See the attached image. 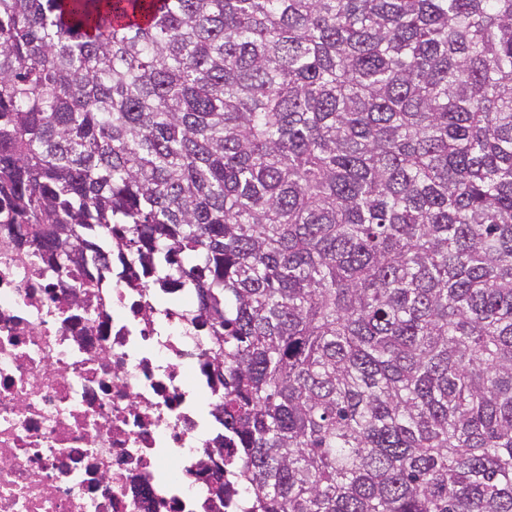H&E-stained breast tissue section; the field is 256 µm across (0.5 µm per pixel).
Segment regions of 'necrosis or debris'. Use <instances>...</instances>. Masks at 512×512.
<instances>
[{
  "label": "necrosis or debris",
  "instance_id": "necrosis-or-debris-1",
  "mask_svg": "<svg viewBox=\"0 0 512 512\" xmlns=\"http://www.w3.org/2000/svg\"><path fill=\"white\" fill-rule=\"evenodd\" d=\"M0 224V512H233L216 491L204 415L222 387L193 289L151 287L140 266L112 283L65 276L12 248Z\"/></svg>",
  "mask_w": 512,
  "mask_h": 512
}]
</instances>
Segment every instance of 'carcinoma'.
Listing matches in <instances>:
<instances>
[{"label": "carcinoma", "mask_w": 512, "mask_h": 512, "mask_svg": "<svg viewBox=\"0 0 512 512\" xmlns=\"http://www.w3.org/2000/svg\"><path fill=\"white\" fill-rule=\"evenodd\" d=\"M0 224L195 288L248 512H512V0H0Z\"/></svg>", "instance_id": "cac0c4a2"}]
</instances>
